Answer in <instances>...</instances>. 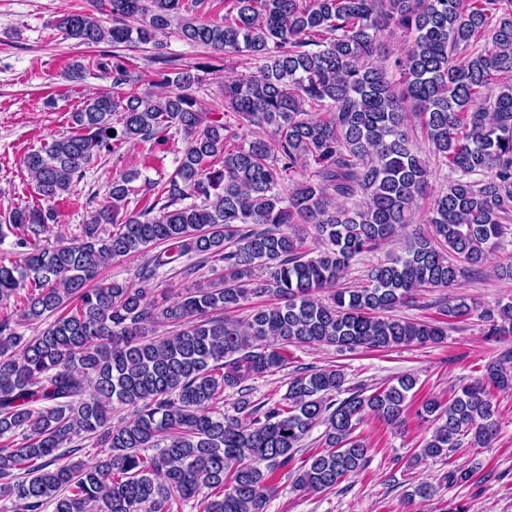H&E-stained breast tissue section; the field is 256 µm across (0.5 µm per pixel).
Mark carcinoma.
<instances>
[{
    "instance_id": "1",
    "label": "carcinoma",
    "mask_w": 512,
    "mask_h": 512,
    "mask_svg": "<svg viewBox=\"0 0 512 512\" xmlns=\"http://www.w3.org/2000/svg\"><path fill=\"white\" fill-rule=\"evenodd\" d=\"M91 2L93 11L56 21L80 45L129 47L174 27L189 44L260 65L224 82L218 114L193 95L200 67L169 70L161 43L151 92L124 90L132 73L115 52L100 62L112 89L72 113L69 135L24 157L42 204L5 218L25 251L0 259V500L10 512H175L190 501L196 512H265L283 479L333 490L366 467L370 448L356 433L366 417L405 425L414 377L369 393L339 369H312L280 401L240 399L243 418L219 411L224 393L244 394L285 366L290 345H425L472 314L446 298L439 319L395 311L482 268L508 230L512 0H224L221 23L180 14L182 0ZM390 30L412 44L388 63L380 35ZM244 123L256 128L249 139ZM414 124L457 177L433 198L430 230L412 233L366 283L344 287L352 261L414 223L428 193ZM171 129L184 147L168 181L148 185L150 204L128 208L135 175L121 174L79 239L41 243L57 223L54 204L95 156L123 143L163 146ZM298 224L314 226L318 251ZM149 249L141 286L100 280L109 261ZM191 253L199 261L178 274L208 266L215 277L158 299L157 270ZM253 298L264 302L246 318L224 316ZM479 318L487 335H512V301ZM38 323L35 336L18 332ZM160 325L178 331L157 336ZM508 389L512 351L448 401H423L416 415L433 430L417 459L446 457L465 437L490 447L494 391ZM119 406L133 415L114 426ZM320 423L326 449L305 457L302 442ZM82 435L101 453L66 461L86 452L70 447Z\"/></svg>"
}]
</instances>
